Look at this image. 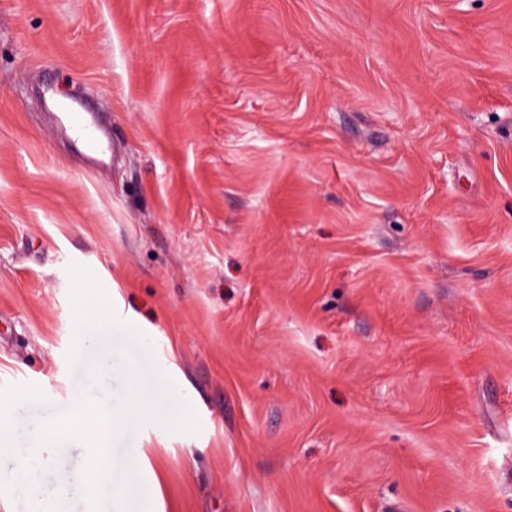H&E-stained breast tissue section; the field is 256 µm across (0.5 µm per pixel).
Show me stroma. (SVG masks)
I'll use <instances>...</instances> for the list:
<instances>
[{
    "instance_id": "stroma-1",
    "label": "stroma",
    "mask_w": 512,
    "mask_h": 512,
    "mask_svg": "<svg viewBox=\"0 0 512 512\" xmlns=\"http://www.w3.org/2000/svg\"><path fill=\"white\" fill-rule=\"evenodd\" d=\"M0 407V512H512V0H0ZM75 432H84L80 429H76L73 427H64L60 430H55L54 432L43 436L40 441L36 444L35 442H31L28 444L27 448H4L7 452L11 453L13 459L18 460L20 464H24L27 456L32 454H40L41 456L49 453L50 448H54V444L56 443L60 434H73ZM86 476L95 483H107L112 478V467L109 458L101 452H94Z\"/></svg>"
}]
</instances>
